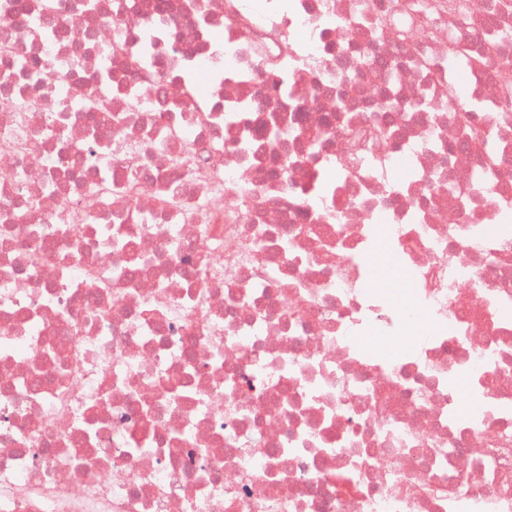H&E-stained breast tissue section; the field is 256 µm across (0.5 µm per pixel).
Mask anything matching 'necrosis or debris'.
Returning a JSON list of instances; mask_svg holds the SVG:
<instances>
[{
    "label": "necrosis or debris",
    "instance_id": "obj_1",
    "mask_svg": "<svg viewBox=\"0 0 512 512\" xmlns=\"http://www.w3.org/2000/svg\"><path fill=\"white\" fill-rule=\"evenodd\" d=\"M55 3L0 0V512H512V0Z\"/></svg>",
    "mask_w": 512,
    "mask_h": 512
}]
</instances>
